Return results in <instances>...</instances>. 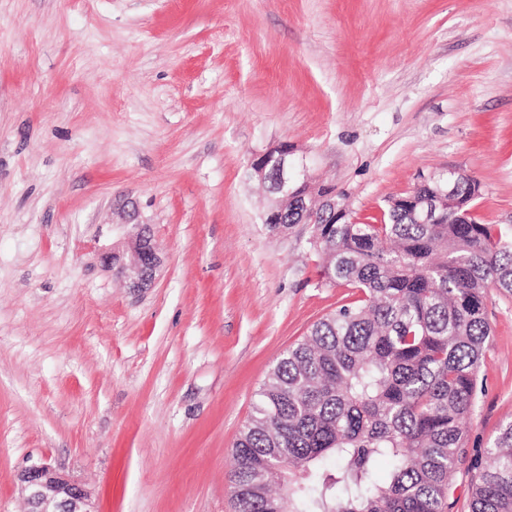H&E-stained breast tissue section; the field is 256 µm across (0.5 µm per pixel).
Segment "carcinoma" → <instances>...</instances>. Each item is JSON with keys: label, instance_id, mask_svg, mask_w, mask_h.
<instances>
[{"label": "carcinoma", "instance_id": "cac0c4a2", "mask_svg": "<svg viewBox=\"0 0 512 512\" xmlns=\"http://www.w3.org/2000/svg\"><path fill=\"white\" fill-rule=\"evenodd\" d=\"M459 204L470 181H440ZM322 275L359 299L312 325L270 370L237 439L238 512H449L468 460L464 422L491 327L489 288L512 292V235L492 224H381L314 213ZM478 472L471 512H512V421ZM388 463L385 478L379 461Z\"/></svg>", "mask_w": 512, "mask_h": 512}]
</instances>
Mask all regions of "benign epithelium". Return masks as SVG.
Instances as JSON below:
<instances>
[{"label": "benign epithelium", "instance_id": "benign-epithelium-1", "mask_svg": "<svg viewBox=\"0 0 512 512\" xmlns=\"http://www.w3.org/2000/svg\"><path fill=\"white\" fill-rule=\"evenodd\" d=\"M249 176L262 183H271L277 194L279 208H268L262 215V223L275 224L277 216L287 207L301 214L299 223H309L308 215L319 206L340 218L347 216L341 197L335 191L324 192V185L313 181L307 165L294 157V148L286 142L278 143L255 155L249 165ZM430 175L420 183L422 192H412L389 202L390 210L404 209L421 224L448 223V210L456 207L458 200L450 190L439 188L425 190ZM160 265V257L148 231L130 243V261L119 267V272L135 290L148 288L154 281ZM17 480L28 505V512H93L88 508V492L60 473L48 460L34 463L17 474Z\"/></svg>", "mask_w": 512, "mask_h": 512}]
</instances>
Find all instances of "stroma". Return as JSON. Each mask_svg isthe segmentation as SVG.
Returning a JSON list of instances; mask_svg holds the SVG:
<instances>
[{"instance_id": "obj_1", "label": "stroma", "mask_w": 512, "mask_h": 512, "mask_svg": "<svg viewBox=\"0 0 512 512\" xmlns=\"http://www.w3.org/2000/svg\"><path fill=\"white\" fill-rule=\"evenodd\" d=\"M286 142L351 216L476 179L512 227V0H0V512L42 459L96 512H235L233 446L269 370L357 291L312 227L261 220ZM150 225L136 291L98 256ZM466 421L512 420V294Z\"/></svg>"}]
</instances>
